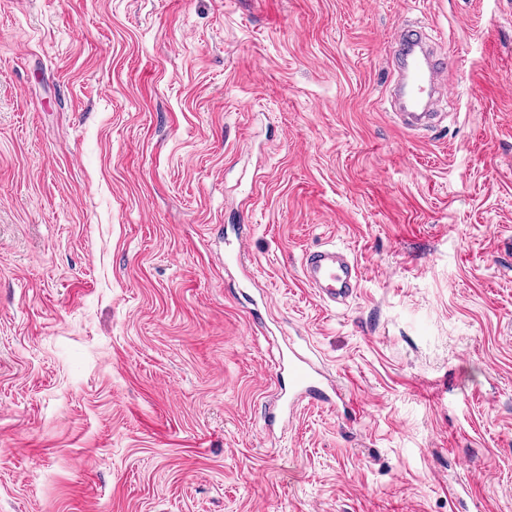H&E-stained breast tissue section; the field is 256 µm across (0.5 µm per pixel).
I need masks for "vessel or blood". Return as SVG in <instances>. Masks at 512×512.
I'll list each match as a JSON object with an SVG mask.
<instances>
[{
	"label": "vessel or blood",
	"instance_id": "obj_1",
	"mask_svg": "<svg viewBox=\"0 0 512 512\" xmlns=\"http://www.w3.org/2000/svg\"><path fill=\"white\" fill-rule=\"evenodd\" d=\"M391 53L398 72V120L411 131L430 127L437 118L433 110L435 95L447 72L446 53L438 50L424 33L405 27L395 30ZM302 272L308 287L328 304L347 303L359 286L357 262L333 246L308 251ZM278 369L287 375L289 405L302 400L331 407L342 404L341 387L296 350H289Z\"/></svg>",
	"mask_w": 512,
	"mask_h": 512
}]
</instances>
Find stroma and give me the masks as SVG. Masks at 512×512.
I'll use <instances>...</instances> for the list:
<instances>
[{
    "label": "stroma",
    "mask_w": 512,
    "mask_h": 512,
    "mask_svg": "<svg viewBox=\"0 0 512 512\" xmlns=\"http://www.w3.org/2000/svg\"><path fill=\"white\" fill-rule=\"evenodd\" d=\"M0 512H512V0H0ZM405 27L395 30L392 37L391 53L399 78V112L395 114L405 128L416 131L430 127L437 119L432 109L447 72L448 56L424 33ZM302 272L308 287L328 304H346L359 286L357 262L336 246L308 251L302 262ZM287 371L288 410L300 400L338 407L344 406L342 388L310 359L300 355L291 345L288 357L277 366V373Z\"/></svg>",
    "instance_id": "obj_1"
}]
</instances>
